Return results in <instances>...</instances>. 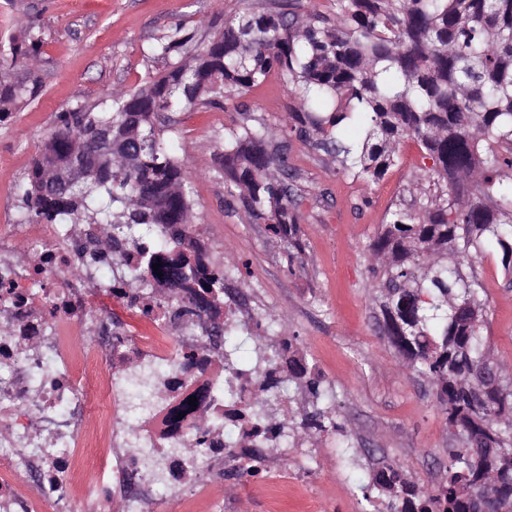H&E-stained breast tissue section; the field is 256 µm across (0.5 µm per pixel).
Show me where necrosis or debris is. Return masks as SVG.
I'll return each instance as SVG.
<instances>
[{
  "instance_id": "obj_1",
  "label": "necrosis or debris",
  "mask_w": 512,
  "mask_h": 512,
  "mask_svg": "<svg viewBox=\"0 0 512 512\" xmlns=\"http://www.w3.org/2000/svg\"><path fill=\"white\" fill-rule=\"evenodd\" d=\"M39 248L17 270L0 261V512H74L78 452L102 449L90 495L120 494L124 512L173 493L224 481L252 449L283 448L260 433L251 404L285 384L288 366L269 345L266 372L229 377L223 300L187 286L114 288L111 263H96L100 230L27 224ZM93 321L84 355L74 336ZM164 367L148 409L126 397V375ZM232 419L233 435L224 421Z\"/></svg>"
}]
</instances>
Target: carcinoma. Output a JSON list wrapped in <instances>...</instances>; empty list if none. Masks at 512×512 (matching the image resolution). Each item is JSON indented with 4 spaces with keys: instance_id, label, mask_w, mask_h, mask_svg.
<instances>
[{
    "instance_id": "obj_1",
    "label": "carcinoma",
    "mask_w": 512,
    "mask_h": 512,
    "mask_svg": "<svg viewBox=\"0 0 512 512\" xmlns=\"http://www.w3.org/2000/svg\"><path fill=\"white\" fill-rule=\"evenodd\" d=\"M322 12L292 0L288 10L235 12L224 32L196 49L191 65L169 70L136 90L114 91L100 104L61 112L20 187V224H97L112 266L128 267L139 288L191 281L214 298L232 266L182 247L195 230L187 163L166 144L164 112L191 108L212 95L245 92L271 72L281 76L296 104L290 129L317 149L336 155L343 173L377 183L399 162V146L417 143L430 161L419 177L417 207L393 204L389 220L369 245V272L381 294L386 333L399 366L427 378L448 427L460 436L448 449L443 483L423 490L396 463L373 471L360 487L380 500L377 512H496L512 505V385L475 378L489 359L481 329L487 300L463 259L490 246L512 272V0H330ZM194 35L160 43L164 57L191 48ZM40 35L0 49V125L34 102ZM107 129L135 132L141 143L128 159L101 152ZM92 179L52 186L47 167L73 160ZM229 181L226 201L269 221L271 236L287 245L288 260L303 251L298 199L283 180L284 160L262 124L242 123L224 136ZM170 260L154 273L155 254ZM288 383L309 399L300 418H288L282 438L300 428L349 436L337 420L331 388L307 362L295 361L291 338ZM156 367L127 378L129 396L151 394ZM273 386L256 402L258 418L276 409ZM264 459L239 467L236 479L257 478Z\"/></svg>"
}]
</instances>
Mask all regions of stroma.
<instances>
[{
	"label": "stroma",
	"mask_w": 512,
	"mask_h": 512,
	"mask_svg": "<svg viewBox=\"0 0 512 512\" xmlns=\"http://www.w3.org/2000/svg\"><path fill=\"white\" fill-rule=\"evenodd\" d=\"M285 0H0V44L35 26L42 36L37 74L42 93L0 126V234L10 235L18 216L17 186L40 153L59 112L89 106L115 90H131L163 74L167 59L154 53L175 29L209 43L227 15L247 9L276 10ZM279 76L241 94L213 97L173 113L175 153L195 175L197 230L207 256L220 264L231 252L247 262L246 274L224 281V299H249L269 316L271 335L293 337L296 347L329 381L339 418L359 456L350 464L340 436L288 441V459H273L262 482L226 481L207 498L175 494L158 512H218L233 492L240 512H266L268 483L281 473L298 479L321 512H373L359 492L381 462L400 465L422 489L445 478L449 430L433 390L424 378L393 363L382 332L380 299L367 272V247L394 201L413 205L422 164L414 141L400 147V162L383 180L364 184L347 178L339 163L294 132L282 118L293 105ZM266 124L288 156L289 185L301 198L297 211L304 250L288 265L265 220L224 201L218 171L224 135L242 122ZM487 299L482 336L503 383H512V276L490 249L472 262Z\"/></svg>",
	"instance_id": "1"
}]
</instances>
